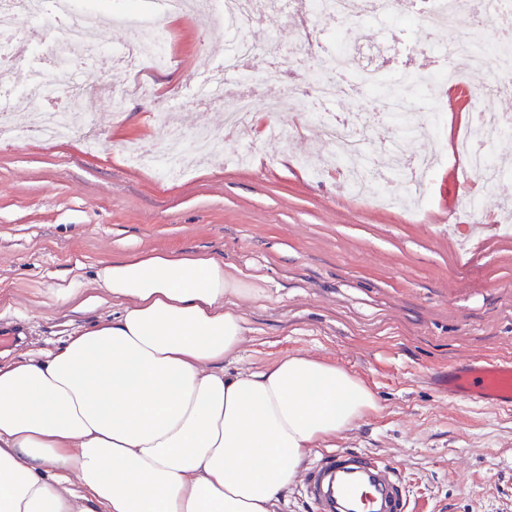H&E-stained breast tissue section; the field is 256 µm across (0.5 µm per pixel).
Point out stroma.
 Listing matches in <instances>:
<instances>
[{
  "mask_svg": "<svg viewBox=\"0 0 512 512\" xmlns=\"http://www.w3.org/2000/svg\"><path fill=\"white\" fill-rule=\"evenodd\" d=\"M380 65L389 80L429 76L432 55L404 54L414 0H393ZM171 65L128 71L100 59L69 80L118 86L147 83L155 96L186 104L174 114L183 130L224 122L221 108L199 106L212 92L208 76L222 63L224 34L205 31L197 15L169 19ZM305 33L295 18L259 23L258 45L273 41L282 72L272 85L263 67L245 85L272 94L311 80L313 65L295 62ZM483 72L464 84L421 86L410 110L432 121L422 153L439 152L423 204L402 206L407 189L391 176L382 187L393 205L346 189L341 172L314 170L308 157L325 148L318 106L304 112L262 111L220 152L189 170L138 166L130 146L164 139L168 127L153 99L130 98L121 115L92 100L101 141L82 133L59 142L0 141V361L49 350L104 308L80 310L56 301L60 286L88 285L101 262L151 249L205 251L246 286L230 296L246 320L241 368L261 371L287 355L308 354L359 377L378 407L336 438L395 460L410 483L415 512H512V411L449 397L435 379L474 357H512V177L484 192L469 210L454 152L472 113L512 114V94L485 96ZM336 111L362 113L367 153L384 155L393 135L380 96L340 100ZM287 126L288 142L270 143L268 124ZM250 157L238 165L236 153Z\"/></svg>",
  "mask_w": 512,
  "mask_h": 512,
  "instance_id": "1",
  "label": "stroma"
}]
</instances>
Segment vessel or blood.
Here are the masks:
<instances>
[{
    "instance_id": "obj_1",
    "label": "vessel or blood",
    "mask_w": 512,
    "mask_h": 512,
    "mask_svg": "<svg viewBox=\"0 0 512 512\" xmlns=\"http://www.w3.org/2000/svg\"><path fill=\"white\" fill-rule=\"evenodd\" d=\"M449 394L512 410V359L472 358L441 377ZM303 493L314 512H413L397 465L379 455L339 450L308 472Z\"/></svg>"
}]
</instances>
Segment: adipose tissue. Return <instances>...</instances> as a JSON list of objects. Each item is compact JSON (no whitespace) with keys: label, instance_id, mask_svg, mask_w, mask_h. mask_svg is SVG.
I'll use <instances>...</instances> for the list:
<instances>
[{"label":"adipose tissue","instance_id":"ef3b65f1","mask_svg":"<svg viewBox=\"0 0 512 512\" xmlns=\"http://www.w3.org/2000/svg\"><path fill=\"white\" fill-rule=\"evenodd\" d=\"M236 291L213 255L173 250L58 288L115 310L0 363V512H279L306 458L378 403L306 354L235 368Z\"/></svg>","mask_w":512,"mask_h":512}]
</instances>
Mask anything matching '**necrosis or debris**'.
Segmentation results:
<instances>
[{
	"label": "necrosis or debris",
	"instance_id": "4bbe7bcc",
	"mask_svg": "<svg viewBox=\"0 0 512 512\" xmlns=\"http://www.w3.org/2000/svg\"><path fill=\"white\" fill-rule=\"evenodd\" d=\"M309 20H332L336 38L345 43L343 52H324L325 63L315 84H296L274 102H266L264 95L240 90L235 78L247 62L259 56L273 58L278 48L268 43L265 50H257L247 37L257 15L256 0H161L160 13L132 14L123 22L130 32L129 40L118 49H111L100 42L95 29L100 16L95 7L76 10L74 0H0V64L13 65L12 49L16 42H46L50 45L47 61L60 75H67L73 62L111 58L113 63L131 68L143 61H154L165 67L170 63V33L164 17L185 12H196L211 26L223 29L225 35L223 65L214 75L225 92L235 95L231 108H226L224 124L220 127H200L191 131L171 128L167 138L132 150L135 161L154 158L170 165L182 163L191 155H206L221 147L240 125L249 121L260 107L271 105L275 110L296 111L313 101L322 103L336 99H352L372 91L378 78V58L386 47L385 39L363 40L355 35L358 20L365 19L386 24L392 17L391 0H374L362 4L361 0H309ZM483 14L497 31L498 54L487 56L474 47L473 38L444 43H427L426 48L440 62L433 79L434 84H449L455 79L447 63L461 59L474 65H490L492 80L486 85L489 93L507 91L501 83V74H512V0H426L424 11L431 26L449 28L454 22L457 7ZM25 92L15 98L0 101V136L40 139L66 137L73 129L88 128L92 119L83 108L82 96L76 95L71 85L49 87L33 73H25ZM57 94L66 100L60 110L40 111L39 120L32 125H21L17 114L24 109H38L41 98ZM387 117L395 118L410 136L388 139L386 154L389 164L369 168L349 165V157L360 156L364 151V133L360 114L345 118L324 112L320 121L332 151L342 160L340 170L346 184L358 192L376 195L377 189L390 172H399L407 185L409 195L422 197L430 176V163L415 150L414 139L422 135L427 126L424 119L414 114L395 110L394 103H386ZM512 136V115L494 112L476 113L471 121L464 144L467 162L461 168L463 182L489 189L504 174L511 171L491 149L494 141Z\"/></svg>",
	"mask_w": 512,
	"mask_h": 512
}]
</instances>
